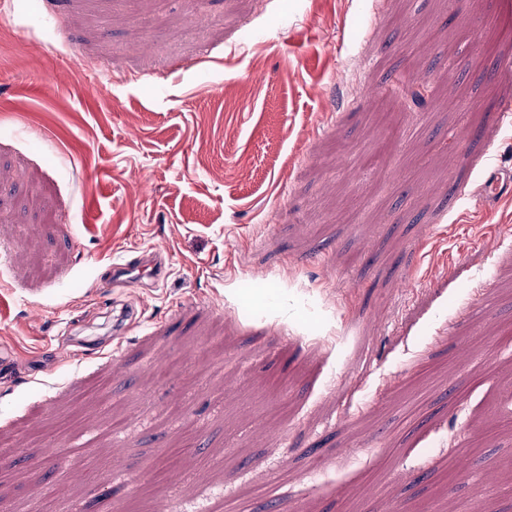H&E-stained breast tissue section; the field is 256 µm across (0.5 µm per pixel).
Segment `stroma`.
Instances as JSON below:
<instances>
[{"mask_svg": "<svg viewBox=\"0 0 512 512\" xmlns=\"http://www.w3.org/2000/svg\"><path fill=\"white\" fill-rule=\"evenodd\" d=\"M509 59L512 0L0 9V512H512ZM401 93L413 106L421 107L425 104L427 87L414 73L404 72L399 79ZM112 282L126 286L141 285L144 280L153 283L165 278L162 263L157 253H144L137 258L124 262H114L110 268Z\"/></svg>", "mask_w": 512, "mask_h": 512, "instance_id": "1", "label": "stroma"}]
</instances>
